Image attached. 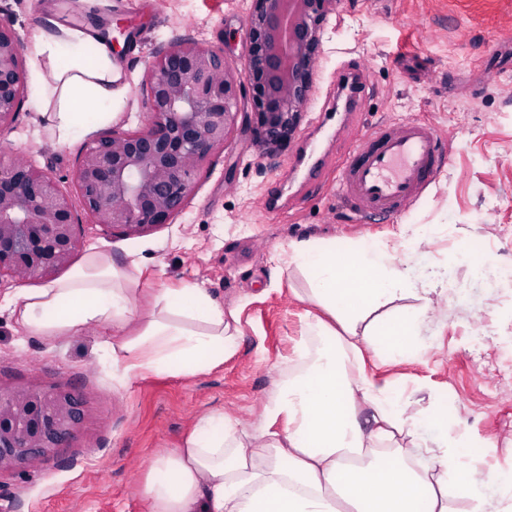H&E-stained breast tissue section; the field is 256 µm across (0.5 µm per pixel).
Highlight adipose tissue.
<instances>
[{
    "label": "adipose tissue",
    "mask_w": 512,
    "mask_h": 512,
    "mask_svg": "<svg viewBox=\"0 0 512 512\" xmlns=\"http://www.w3.org/2000/svg\"><path fill=\"white\" fill-rule=\"evenodd\" d=\"M74 52L60 59L55 29L33 36L32 97L58 101L52 132L64 144L111 120L115 68L106 48L86 56L88 35L67 30ZM438 231L402 227L404 257L382 242L336 248L293 243L279 253L311 283L305 336L293 368L264 408L279 432H249L221 411L199 418L181 447L157 454L138 492L148 512H452L449 491L468 512H512V486L497 470L464 459L484 440L442 419L434 390L394 388L368 375L365 352L381 338L390 358L427 350L419 336L448 273L427 261ZM130 278L111 256L89 253L62 279L24 291L13 308L32 336H74L91 324L111 328L106 346L123 374L191 377L224 362L236 345L224 308L202 288L160 295L147 321L137 314ZM419 299L398 321L373 331L367 318L398 297Z\"/></svg>",
    "instance_id": "obj_1"
}]
</instances>
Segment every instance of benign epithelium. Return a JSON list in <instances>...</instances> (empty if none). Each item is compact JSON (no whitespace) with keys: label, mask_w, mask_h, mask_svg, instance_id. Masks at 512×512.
Listing matches in <instances>:
<instances>
[{"label":"benign epithelium","mask_w":512,"mask_h":512,"mask_svg":"<svg viewBox=\"0 0 512 512\" xmlns=\"http://www.w3.org/2000/svg\"><path fill=\"white\" fill-rule=\"evenodd\" d=\"M334 0H252L244 70L195 40L161 50L144 81L147 126L88 143L73 173L78 201L54 178L0 160V274L39 281L67 266L82 245L76 208L125 235L169 223L210 154L238 117L264 149L288 148L312 85L315 58ZM249 98L252 111L241 102ZM24 99L20 41L0 24V130ZM82 416L72 392H0V470L34 466L64 445Z\"/></svg>","instance_id":"7a95c632"}]
</instances>
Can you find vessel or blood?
Wrapping results in <instances>:
<instances>
[{
  "mask_svg": "<svg viewBox=\"0 0 512 512\" xmlns=\"http://www.w3.org/2000/svg\"><path fill=\"white\" fill-rule=\"evenodd\" d=\"M448 161L435 128L424 121L378 125L343 158L339 184L354 222L398 215L436 180Z\"/></svg>",
  "mask_w": 512,
  "mask_h": 512,
  "instance_id": "vessel-or-blood-1",
  "label": "vessel or blood"
}]
</instances>
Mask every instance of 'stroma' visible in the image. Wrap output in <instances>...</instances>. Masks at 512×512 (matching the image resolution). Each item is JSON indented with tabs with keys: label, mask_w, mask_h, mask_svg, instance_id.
I'll return each mask as SVG.
<instances>
[{
	"label": "stroma",
	"mask_w": 512,
	"mask_h": 512,
	"mask_svg": "<svg viewBox=\"0 0 512 512\" xmlns=\"http://www.w3.org/2000/svg\"><path fill=\"white\" fill-rule=\"evenodd\" d=\"M0 0V21L21 44L47 22L80 29L106 43L125 73L114 117L58 144L43 107L24 99L11 129L0 131V159L20 160L75 195L73 173L85 145L148 121L143 83L160 49L193 38L242 71L249 0ZM357 66L366 95L355 119L320 109L336 93V75ZM429 121L450 151V164L397 217L350 223L336 167L367 130L381 123ZM314 136L326 176L317 183L293 172L296 147ZM82 246L111 253L129 270L140 303L186 284L206 288L224 305L238 345L221 366L193 377L123 376L102 344L108 328L49 339L26 335L7 305L22 284L0 276V389L76 391L84 415L68 444L31 467L0 472V512H147L137 487L153 457L180 447L196 418L224 411L246 429L265 425L263 409L303 338L308 283L279 271L276 255L292 242L401 243L405 224H445L429 263L450 265L451 286L435 298L421 328L430 346L388 364L384 346L368 350L367 369L401 387L418 382L452 407L455 427L491 441L478 461L512 473V0H337L322 35L302 121L288 149L266 155L236 125L198 175L169 223L126 237L80 216ZM492 261L484 276L451 264L461 241Z\"/></svg>",
	"instance_id": "stroma-1"
}]
</instances>
